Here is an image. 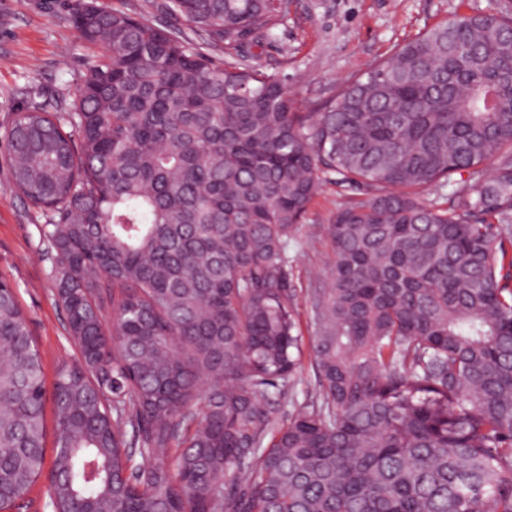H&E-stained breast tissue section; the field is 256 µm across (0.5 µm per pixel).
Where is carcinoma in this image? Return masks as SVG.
Segmentation results:
<instances>
[{
  "label": "carcinoma",
  "instance_id": "carcinoma-1",
  "mask_svg": "<svg viewBox=\"0 0 512 512\" xmlns=\"http://www.w3.org/2000/svg\"><path fill=\"white\" fill-rule=\"evenodd\" d=\"M281 2L152 0L193 44L74 0L96 59L10 121L80 351L53 383L50 504L512 512V17L456 14L302 112L286 77L202 50L272 37ZM333 176L367 198L326 228L317 391L285 423L288 241ZM46 401L0 279V512L44 473Z\"/></svg>",
  "mask_w": 512,
  "mask_h": 512
}]
</instances>
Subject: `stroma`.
Instances as JSON below:
<instances>
[{
    "instance_id": "obj_1",
    "label": "stroma",
    "mask_w": 512,
    "mask_h": 512,
    "mask_svg": "<svg viewBox=\"0 0 512 512\" xmlns=\"http://www.w3.org/2000/svg\"><path fill=\"white\" fill-rule=\"evenodd\" d=\"M72 0H0V134L17 110L68 99L95 50L74 26ZM284 20L263 43L245 40L249 66L288 78L298 106L333 95L337 87L387 58L394 46L457 13L512 15V0H285ZM12 168L0 141V278L10 282L40 347L47 378L78 351L66 331L39 226L42 212L11 189ZM328 181L312 199L288 246L305 341L317 326L315 289L330 280L331 249L320 231L338 209L363 199Z\"/></svg>"
}]
</instances>
